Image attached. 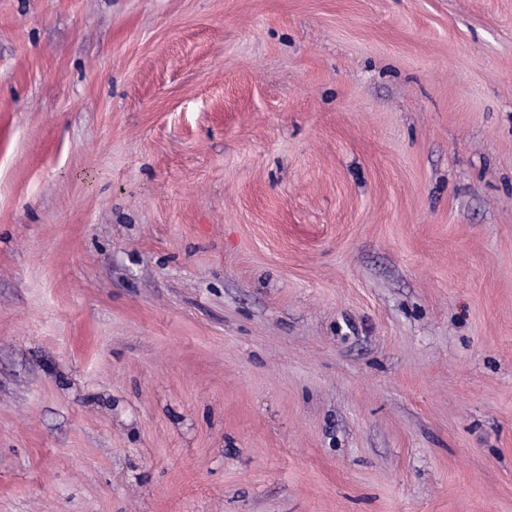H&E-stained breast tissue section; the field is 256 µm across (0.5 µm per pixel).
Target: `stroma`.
Instances as JSON below:
<instances>
[{"label":"stroma","instance_id":"1","mask_svg":"<svg viewBox=\"0 0 512 512\" xmlns=\"http://www.w3.org/2000/svg\"><path fill=\"white\" fill-rule=\"evenodd\" d=\"M0 512H512V0H0Z\"/></svg>","mask_w":512,"mask_h":512}]
</instances>
